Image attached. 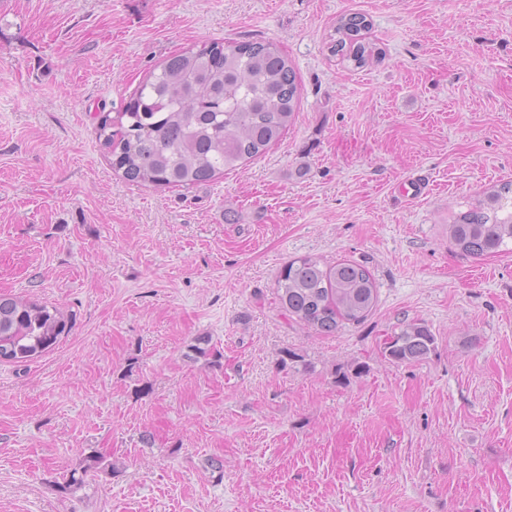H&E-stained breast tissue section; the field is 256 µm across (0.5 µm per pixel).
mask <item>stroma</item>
<instances>
[{
    "label": "stroma",
    "instance_id": "stroma-1",
    "mask_svg": "<svg viewBox=\"0 0 512 512\" xmlns=\"http://www.w3.org/2000/svg\"><path fill=\"white\" fill-rule=\"evenodd\" d=\"M350 12L384 52L358 70L326 49ZM256 39L301 88L276 145L190 188L115 172L100 115ZM508 180L512 0H0V294L72 325L0 363V512H512V251L449 237ZM307 254L369 268L362 324L283 314ZM405 321L435 344L397 363Z\"/></svg>",
    "mask_w": 512,
    "mask_h": 512
}]
</instances>
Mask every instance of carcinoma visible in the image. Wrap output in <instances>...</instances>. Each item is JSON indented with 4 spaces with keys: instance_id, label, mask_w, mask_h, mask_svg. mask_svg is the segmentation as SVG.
I'll return each mask as SVG.
<instances>
[{
    "instance_id": "1",
    "label": "carcinoma",
    "mask_w": 512,
    "mask_h": 512,
    "mask_svg": "<svg viewBox=\"0 0 512 512\" xmlns=\"http://www.w3.org/2000/svg\"><path fill=\"white\" fill-rule=\"evenodd\" d=\"M371 22L361 13L336 21L328 51L355 69L380 50L366 38ZM297 75L273 42L218 43L169 56L115 113L100 116L99 139L112 165L133 184L187 187L266 152L278 142L299 104ZM450 238L464 254L481 258L512 243V182L453 217ZM281 308L324 335L342 323L360 324L378 289L356 262L294 258L277 279ZM71 324L55 308L0 295V351L23 361L55 346ZM435 337L420 323L399 327L385 342L390 359L427 356Z\"/></svg>"
}]
</instances>
